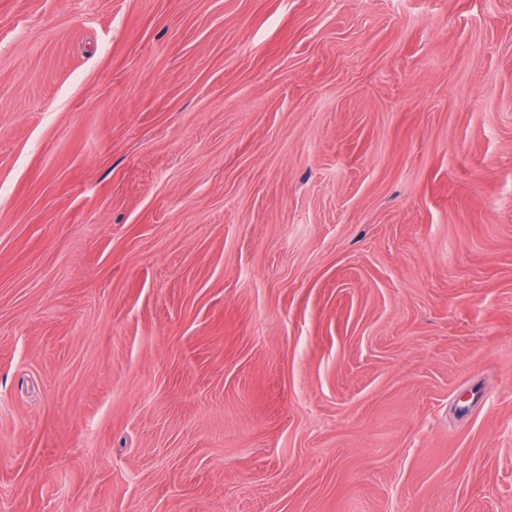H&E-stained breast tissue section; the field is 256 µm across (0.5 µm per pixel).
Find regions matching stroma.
<instances>
[{"mask_svg":"<svg viewBox=\"0 0 512 512\" xmlns=\"http://www.w3.org/2000/svg\"><path fill=\"white\" fill-rule=\"evenodd\" d=\"M0 512H512V0H0Z\"/></svg>","mask_w":512,"mask_h":512,"instance_id":"35a3bbf8","label":"stroma"}]
</instances>
